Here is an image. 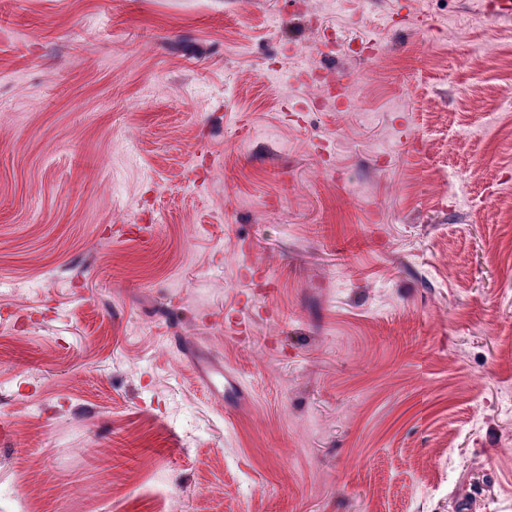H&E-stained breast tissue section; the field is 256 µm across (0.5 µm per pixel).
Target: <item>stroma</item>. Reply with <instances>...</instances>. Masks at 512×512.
Listing matches in <instances>:
<instances>
[{
	"instance_id": "35a3bbf8",
	"label": "stroma",
	"mask_w": 512,
	"mask_h": 512,
	"mask_svg": "<svg viewBox=\"0 0 512 512\" xmlns=\"http://www.w3.org/2000/svg\"><path fill=\"white\" fill-rule=\"evenodd\" d=\"M478 8L0 0V512H512Z\"/></svg>"
}]
</instances>
